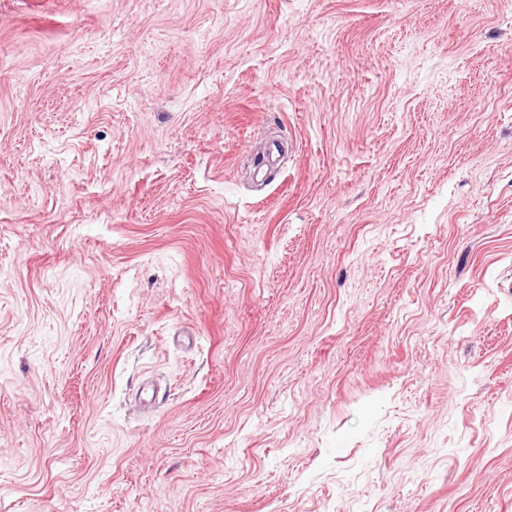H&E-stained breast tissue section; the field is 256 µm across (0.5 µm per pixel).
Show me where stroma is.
I'll list each match as a JSON object with an SVG mask.
<instances>
[{
  "label": "stroma",
  "mask_w": 512,
  "mask_h": 512,
  "mask_svg": "<svg viewBox=\"0 0 512 512\" xmlns=\"http://www.w3.org/2000/svg\"><path fill=\"white\" fill-rule=\"evenodd\" d=\"M0 512H512V0H0Z\"/></svg>",
  "instance_id": "obj_1"
}]
</instances>
